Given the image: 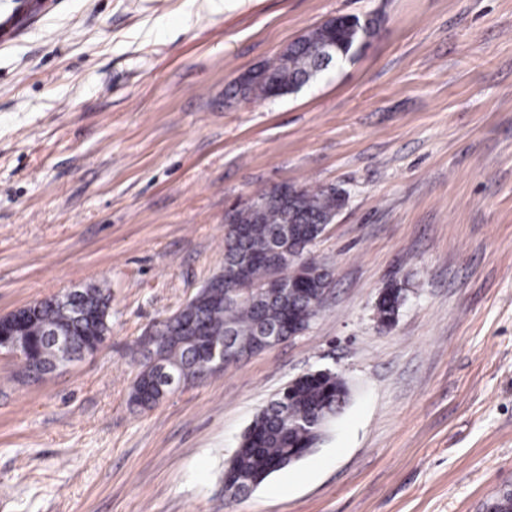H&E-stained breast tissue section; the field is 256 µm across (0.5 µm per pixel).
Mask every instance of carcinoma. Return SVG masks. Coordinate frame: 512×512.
<instances>
[{
  "mask_svg": "<svg viewBox=\"0 0 512 512\" xmlns=\"http://www.w3.org/2000/svg\"><path fill=\"white\" fill-rule=\"evenodd\" d=\"M336 30L334 57L338 62L353 59L361 50L360 36L352 35L348 28V17L336 16L307 32L294 41L288 49L274 58L263 68L266 80L256 84L248 93L257 97H270L267 83L277 89L276 96L281 97L301 89L311 79L324 72L316 62L313 47L325 33ZM346 198L330 187L317 190H304L296 208L279 203L267 205L256 218L252 214L238 211L239 223L249 224L252 237L247 241L234 238L227 233L224 236V264L232 266L235 261L251 254L257 245H263L275 237L283 224H292L297 229L295 238L288 241L291 249L306 250L323 233L330 218L345 205ZM271 264L249 261L250 277L255 285L267 278ZM278 273L286 284L293 288L304 286L308 289L320 288L326 279L321 264H309L304 271L297 265L279 264ZM402 288L391 285L385 294L379 297L375 306L377 322L381 324L394 321L395 303L401 296ZM291 309L297 311L305 320L312 321L318 315L315 304L305 292L300 291L292 297ZM283 317V308L276 300L224 302V299L211 306L197 307L190 312L164 324L165 335L170 336L179 330L184 322L195 323L208 338L224 340L226 331L233 332L235 347L241 352H252L258 346L256 328L265 324H274ZM50 326L66 328V351L49 348L45 356L62 366L71 361L69 355L79 354L94 339L104 335V327L94 319L80 318L68 304L55 298L40 302L35 317L25 326L24 335L34 341L44 337V330ZM167 371L176 378L191 382L195 378L193 348L188 340H170L159 351ZM145 363L138 375L142 383L135 384L130 394L131 404L144 408L149 400L142 395L146 384H153L154 367L150 354H143ZM345 379L332 371H316L306 374L285 386L276 398V408L263 409L252 421L244 433L239 447L231 458V470L238 478L250 479L261 484L272 473L279 471L294 459L304 457L308 450L317 445L329 422L330 414H337L347 400L344 395ZM486 512H512V492L506 491L494 497L485 505Z\"/></svg>",
  "mask_w": 512,
  "mask_h": 512,
  "instance_id": "cac0c4a2",
  "label": "carcinoma"
}]
</instances>
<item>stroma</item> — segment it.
I'll use <instances>...</instances> for the list:
<instances>
[{"instance_id":"obj_1","label":"stroma","mask_w":512,"mask_h":512,"mask_svg":"<svg viewBox=\"0 0 512 512\" xmlns=\"http://www.w3.org/2000/svg\"><path fill=\"white\" fill-rule=\"evenodd\" d=\"M340 15L377 20L353 61L227 103ZM282 184L347 194L318 317L131 405L142 334L224 268L225 211ZM89 285L99 352L38 382L0 352V512H485L512 491V0H47L0 41V316ZM322 369L350 387L322 441L225 501L255 416ZM385 294L379 297L375 306L376 319L378 323L385 324L394 321L395 303L402 295V288L397 285H391L385 288ZM404 302V297H400L399 307ZM398 307V308H399Z\"/></svg>"}]
</instances>
